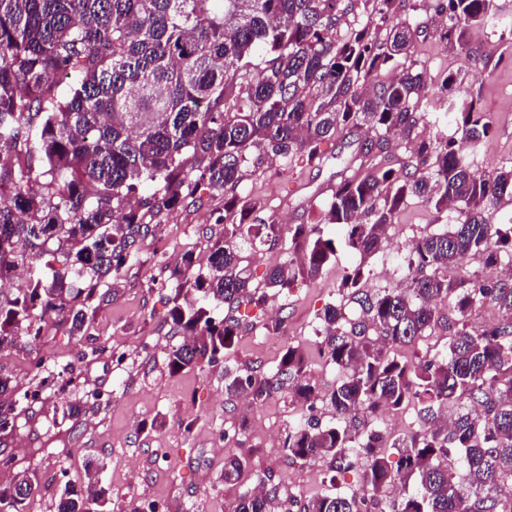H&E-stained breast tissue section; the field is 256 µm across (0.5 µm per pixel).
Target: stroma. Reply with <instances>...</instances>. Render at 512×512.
Wrapping results in <instances>:
<instances>
[{"label":"stroma","mask_w":512,"mask_h":512,"mask_svg":"<svg viewBox=\"0 0 512 512\" xmlns=\"http://www.w3.org/2000/svg\"><path fill=\"white\" fill-rule=\"evenodd\" d=\"M420 20L428 25L429 12ZM469 43L477 57L461 61L428 25L414 58L428 76L423 107L431 112L447 109L442 80L448 71L466 68L478 107L495 124L492 141L474 158L475 168L488 172L512 160V56H502L486 27L471 28ZM358 139L353 133L323 143L330 159L321 166L285 159L264 165L247 173L236 192L260 202L266 222L323 223L324 202L337 182L335 159L352 156ZM223 213V195L199 190L196 199L156 217L154 235L140 242L119 279L98 288L86 336L72 338L51 323L41 337L22 336L17 348L0 352V374L13 386L0 408L15 419L14 431L0 436V455L11 458L10 471L25 473L39 488L27 512H56L61 486L86 484L89 466L111 492V512H231L224 498V459L231 454L251 461L234 484L237 492L253 490L264 474L302 499L330 492L323 467L292 464L284 455L288 426L300 414L288 390L251 403L225 395L223 364L176 375L165 367V349L181 341L167 321L169 276L185 253L206 263L224 236L217 222ZM440 226L436 211L415 199L388 229L383 253L363 258L338 247L315 282L270 299L266 317H286L278 332L243 320L232 365L269 372L293 345L309 362L310 381L331 390L340 374L318 355L317 315L335 299L343 275L360 264L369 289L405 287L406 240Z\"/></svg>","instance_id":"obj_1"}]
</instances>
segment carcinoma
I'll return each instance as SVG.
<instances>
[{
    "label": "carcinoma",
    "mask_w": 512,
    "mask_h": 512,
    "mask_svg": "<svg viewBox=\"0 0 512 512\" xmlns=\"http://www.w3.org/2000/svg\"><path fill=\"white\" fill-rule=\"evenodd\" d=\"M419 0H0V282L31 273L14 297L0 300V351L22 329L61 319L84 336L97 289L118 280L147 218L182 205L204 187L224 194V239L210 248L206 270L184 256L174 273L171 327L186 339L165 352L171 374L227 359L238 319L216 320L220 307L264 310L269 289L319 278L336 259V237L319 224H267L260 203L236 194L246 169L281 158L323 161L320 144L343 132L371 136L341 162L325 221L353 252H380L386 228L411 199L454 215L426 230L404 259L406 288H363L361 266L337 287L359 308L319 316V354L342 373L324 394L307 378L299 348L281 352L276 369H224V393L263 402L288 386L302 406L283 449L289 462L319 464L330 474L362 472L361 484L300 500L286 512H370L374 496L400 485L393 512H512V276L496 280L449 272L473 257L485 267L512 262V217L491 222L512 203V161L492 173L474 157L493 125L451 70L447 135L439 116L420 110L426 71L404 65L420 30ZM442 37L467 58L468 33L496 23L495 0H437ZM402 70L384 80L386 68ZM436 132H429L427 128ZM396 138L397 167L368 165ZM300 251L271 266L253 285L239 267L242 246L274 244L283 233ZM46 255L61 268L47 275ZM193 291L198 298L181 299ZM490 305L501 322L475 335L471 311ZM455 316L445 348L409 360L396 353L430 336L443 307ZM417 409L422 425L392 442L363 422L382 409ZM332 416L322 422V409ZM396 460H391V455ZM245 456L224 459V481L238 480ZM0 488V512H24L37 493ZM235 512H273L281 483L259 478ZM66 482L57 512H88L105 490Z\"/></svg>",
    "instance_id": "1"
}]
</instances>
